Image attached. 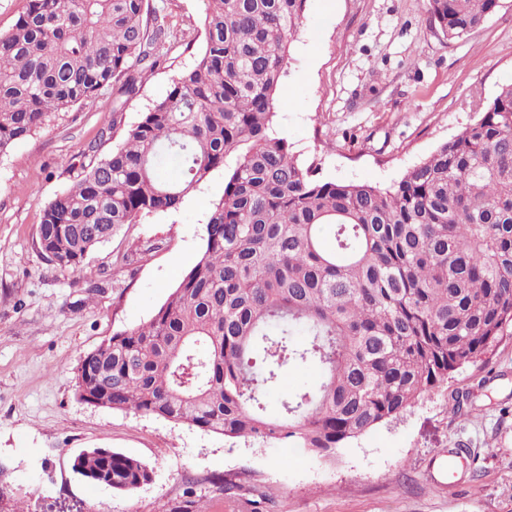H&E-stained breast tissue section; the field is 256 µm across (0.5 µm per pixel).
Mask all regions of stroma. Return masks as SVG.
Here are the masks:
<instances>
[{
  "mask_svg": "<svg viewBox=\"0 0 512 512\" xmlns=\"http://www.w3.org/2000/svg\"><path fill=\"white\" fill-rule=\"evenodd\" d=\"M152 3L174 37L127 104L129 125L204 42L205 0ZM510 83L512 0L454 41L431 26L426 0H306L272 131L322 180L386 187ZM108 102L59 113L0 155V512H182L190 495L206 512H512V333L328 459L79 400L80 360L151 319L197 261L224 194L213 172L179 210L122 229L81 271L47 264L34 247L41 209L76 181ZM461 391L471 400L459 417L448 404ZM88 448L143 461L152 482L125 493L89 483L73 469Z\"/></svg>",
  "mask_w": 512,
  "mask_h": 512,
  "instance_id": "35a3bbf8",
  "label": "stroma"
}]
</instances>
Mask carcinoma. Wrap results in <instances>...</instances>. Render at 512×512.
<instances>
[{"label": "carcinoma", "instance_id": "carcinoma-1", "mask_svg": "<svg viewBox=\"0 0 512 512\" xmlns=\"http://www.w3.org/2000/svg\"><path fill=\"white\" fill-rule=\"evenodd\" d=\"M206 2L194 65L127 127V102L168 53L167 16L149 0H27L0 34V155L112 89V122L81 152L73 187L45 203L35 238L46 262L72 272L234 159L197 262L148 323L84 355L76 391L328 458L398 419L512 324V84L391 186L323 181L271 132L306 0ZM498 7L427 0L450 41ZM173 157L176 174L161 175ZM301 364L318 366L320 382L270 415L267 393ZM73 469L117 492L152 478L110 448L82 451Z\"/></svg>", "mask_w": 512, "mask_h": 512}]
</instances>
